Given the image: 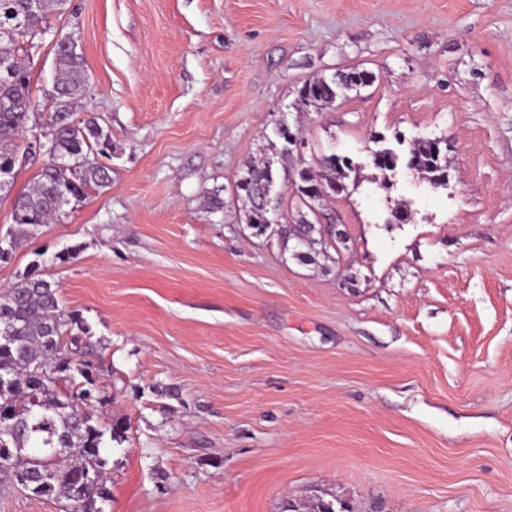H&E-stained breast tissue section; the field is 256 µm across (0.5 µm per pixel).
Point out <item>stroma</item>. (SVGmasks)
Listing matches in <instances>:
<instances>
[{
    "mask_svg": "<svg viewBox=\"0 0 512 512\" xmlns=\"http://www.w3.org/2000/svg\"><path fill=\"white\" fill-rule=\"evenodd\" d=\"M112 180L23 235L0 189V292L32 264L92 334L103 512H512V0H69ZM375 74L320 112L315 74ZM349 157L305 261L236 182L276 122ZM447 139L448 179L398 170ZM405 204L410 221L390 220Z\"/></svg>",
    "mask_w": 512,
    "mask_h": 512,
    "instance_id": "stroma-1",
    "label": "stroma"
}]
</instances>
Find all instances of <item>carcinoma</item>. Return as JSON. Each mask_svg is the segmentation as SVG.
<instances>
[{
  "label": "carcinoma",
  "instance_id": "cac0c4a2",
  "mask_svg": "<svg viewBox=\"0 0 512 512\" xmlns=\"http://www.w3.org/2000/svg\"><path fill=\"white\" fill-rule=\"evenodd\" d=\"M66 2L39 0L36 9L32 0H0V179L13 174L20 157L34 158L29 147L18 143L36 106L30 74L19 52L38 46L48 31L44 27L47 14L64 10ZM54 66L53 87L65 94V103L47 98L46 125L53 131L54 160H72L74 167L42 166L29 190L14 199L13 220L25 226L50 223L71 200L83 197L87 188L103 187L111 179L109 168L89 159L92 153H108L109 134L93 115L75 119L88 95L81 54L57 46ZM374 80L372 73L356 68L330 78L312 76L298 89L293 108L320 112L345 92ZM268 149L279 156L283 172L273 168L271 158L247 166L237 182L246 223L262 234L276 227L285 241L288 229L283 224H292L294 235L306 238L309 250L327 253L343 239L327 238L317 233L315 225L325 217L326 199L347 190L351 165L334 154L320 158L317 174L299 164L290 212L277 189L279 180H288L290 156L271 140ZM407 164L431 185L448 182V143L439 138L415 140ZM0 324L9 326L16 336L0 347V373L9 379L0 383V409L9 411V420L17 427V434L4 443L8 451L0 452V488L14 485L15 474L21 473L38 498L65 501L71 512H102L97 502L106 499L105 432L94 414L82 416L76 411L78 399L93 391L98 380L97 368L83 359L91 349L88 325L80 314L60 306L58 285L43 278L37 265L0 293ZM78 376L83 389L68 391L61 386Z\"/></svg>",
  "mask_w": 512,
  "mask_h": 512
}]
</instances>
